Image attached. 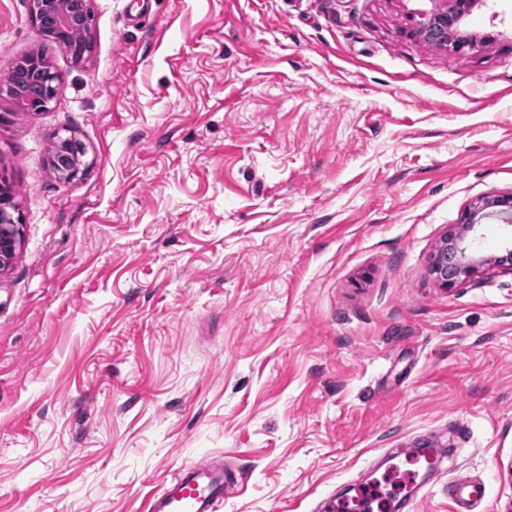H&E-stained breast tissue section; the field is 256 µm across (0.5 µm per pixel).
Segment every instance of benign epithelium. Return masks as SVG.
Returning <instances> with one entry per match:
<instances>
[{
  "label": "benign epithelium",
  "mask_w": 512,
  "mask_h": 512,
  "mask_svg": "<svg viewBox=\"0 0 512 512\" xmlns=\"http://www.w3.org/2000/svg\"><path fill=\"white\" fill-rule=\"evenodd\" d=\"M477 0H450L446 8H434L420 17L414 34L425 42L444 47L452 53H464L479 47L477 40L462 32V26ZM90 8V0H32L31 20L40 25V16L59 27L77 29L82 21V8ZM60 78L51 69L42 75L23 69L19 72L17 93L12 96L18 111L41 112L60 95ZM83 148L73 138L57 143L54 165L58 172L74 178L81 172ZM12 196L0 195V270L8 267L15 256L23 231L21 219ZM494 218L505 225L512 224V192L491 194L465 209L456 228L434 247L429 270L436 284L453 290L483 275H512V248L505 247L488 255L469 250L468 237L482 220Z\"/></svg>",
  "instance_id": "benign-epithelium-1"
}]
</instances>
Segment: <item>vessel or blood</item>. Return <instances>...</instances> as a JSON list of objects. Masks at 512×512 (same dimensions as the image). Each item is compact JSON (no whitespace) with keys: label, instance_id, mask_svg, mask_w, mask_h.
Here are the masks:
<instances>
[{"label":"vessel or blood","instance_id":"vessel-or-blood-1","mask_svg":"<svg viewBox=\"0 0 512 512\" xmlns=\"http://www.w3.org/2000/svg\"><path fill=\"white\" fill-rule=\"evenodd\" d=\"M237 481L233 469L202 456L179 469L148 502V512H219L224 499ZM455 506V512H475L484 491L465 477H457L441 486Z\"/></svg>","mask_w":512,"mask_h":512}]
</instances>
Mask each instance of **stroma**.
I'll use <instances>...</instances> for the list:
<instances>
[{
	"mask_svg": "<svg viewBox=\"0 0 512 512\" xmlns=\"http://www.w3.org/2000/svg\"><path fill=\"white\" fill-rule=\"evenodd\" d=\"M447 4L92 0L78 62L0 0V75L40 50L64 80L0 92V512H147L205 453L240 472L220 512H321L428 438L512 512V277L429 272L512 192V0L456 55L412 34ZM44 84V95L39 101H34L31 97L30 86L33 83L38 82V75L36 72H32L28 69L20 70L19 72V85H18V72L12 66L8 69L7 75L3 80V87L1 91L11 97L15 87H17V93L12 96L15 110L25 112H41L46 110L49 105L60 95L62 90V84L60 78L54 73L50 67L45 69L42 74ZM54 165L58 167L57 172L67 178H74L81 172L83 148L73 138H65L57 143ZM17 210L12 196L5 194L2 187L0 195V270L8 267L15 256L23 231L20 216L14 217Z\"/></svg>",
	"mask_w": 512,
	"mask_h": 512,
	"instance_id": "obj_1",
	"label": "stroma"
}]
</instances>
